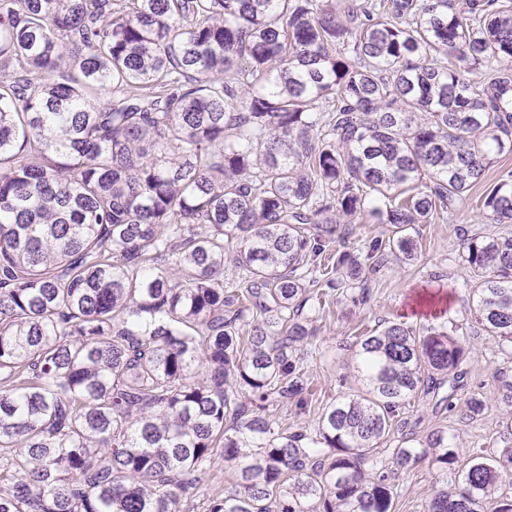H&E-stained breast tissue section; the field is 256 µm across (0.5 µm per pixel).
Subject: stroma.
<instances>
[{"mask_svg": "<svg viewBox=\"0 0 512 512\" xmlns=\"http://www.w3.org/2000/svg\"><path fill=\"white\" fill-rule=\"evenodd\" d=\"M506 170L512 171V154L501 156L485 182L474 186L447 219L413 225L409 233L418 242L415 259L384 257L365 283L364 302L356 304L342 296L314 318L311 327L321 350L304 355L302 365L316 395L304 414L279 410L285 427L315 429L329 402L358 387L352 368L356 336L363 328L380 329L403 315L416 328L447 321L461 326L466 353L457 369L453 408L437 407L435 397L422 392L409 398L401 410L399 426L393 428L379 451L380 458H388L390 449L400 446L404 435L422 439L436 429L452 436L461 466L477 444L512 446V405L502 401L498 379L502 372L512 376V345L487 336L475 320L463 249L468 237L499 233V225L482 223L481 201L489 184ZM474 394L486 402L485 410L475 416L465 407L466 399ZM442 480V470L428 458L399 471L394 480L395 512H428Z\"/></svg>", "mask_w": 512, "mask_h": 512, "instance_id": "stroma-1", "label": "stroma"}]
</instances>
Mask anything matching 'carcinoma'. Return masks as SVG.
<instances>
[{
  "mask_svg": "<svg viewBox=\"0 0 512 512\" xmlns=\"http://www.w3.org/2000/svg\"><path fill=\"white\" fill-rule=\"evenodd\" d=\"M494 60V73L485 63ZM512 153L509 0H0V512H393L378 449L463 338H357L314 431L296 352L333 292ZM370 215L400 234L334 249ZM512 224V171L482 202ZM236 241L238 284L224 288ZM474 314L512 344V236L474 235ZM456 461L443 430L394 470ZM512 446L428 512H512ZM231 473L230 467L224 462L222 449L218 448L214 451L207 474L203 478L201 493L194 501L195 512H200L202 510L203 499H205V496L203 497L201 494L204 493V495H212L220 492L224 488V485H227L232 479Z\"/></svg>",
  "mask_w": 512,
  "mask_h": 512,
  "instance_id": "obj_1",
  "label": "carcinoma"
}]
</instances>
